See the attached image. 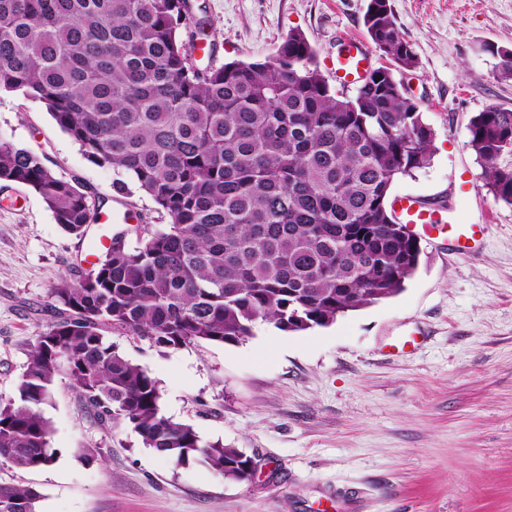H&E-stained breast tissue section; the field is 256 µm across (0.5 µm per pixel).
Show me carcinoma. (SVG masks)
<instances>
[{
    "label": "carcinoma",
    "instance_id": "obj_1",
    "mask_svg": "<svg viewBox=\"0 0 512 512\" xmlns=\"http://www.w3.org/2000/svg\"><path fill=\"white\" fill-rule=\"evenodd\" d=\"M373 2L363 23L375 48L414 67L388 0ZM207 38L190 0H0V93L42 102L117 174L113 192L132 181L167 219L135 248L113 236L88 273L50 289L54 320L0 396L1 466L54 462L42 406L66 379L98 424H127L177 466L199 459L244 481L251 458L164 415L158 381L107 334L181 348L238 344L258 321L301 332L396 295L419 265L387 200L398 177L430 163L433 131L395 75L339 94L300 31L265 62L201 68L193 54L200 42L214 53ZM469 146L495 201L512 206V166L499 164L512 110L476 114ZM0 181L32 188L70 234L98 220L78 182L2 136ZM41 498L0 484V512H38Z\"/></svg>",
    "mask_w": 512,
    "mask_h": 512
}]
</instances>
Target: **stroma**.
<instances>
[{
	"label": "stroma",
	"mask_w": 512,
	"mask_h": 512,
	"mask_svg": "<svg viewBox=\"0 0 512 512\" xmlns=\"http://www.w3.org/2000/svg\"><path fill=\"white\" fill-rule=\"evenodd\" d=\"M217 45L215 65L263 62L302 31L329 74L343 40L368 42L369 0H191ZM416 64L397 72L432 128L430 164L398 178L391 196L437 207L440 223L481 224L472 255L452 257L447 233L422 235L416 273L398 295L327 327L285 332L257 323L237 345L162 349L122 330L108 339L161 389L163 414L207 442L251 456L235 482L193 461L174 465L130 427H99L67 381L43 413L58 456L48 467H0V483L30 485L38 512H332L353 491L359 512H512V206L494 200L469 147L471 118L512 109V80L496 75L512 49V0H389ZM0 134L78 180L101 230L165 229L134 189L115 202L112 168L90 162L44 104L0 93ZM125 209L135 221L121 226ZM76 237L29 187L0 182V395H11L35 335L52 314L51 288L87 271ZM418 336L414 349L395 344ZM98 446L99 460L85 449Z\"/></svg>",
	"instance_id": "obj_1"
}]
</instances>
